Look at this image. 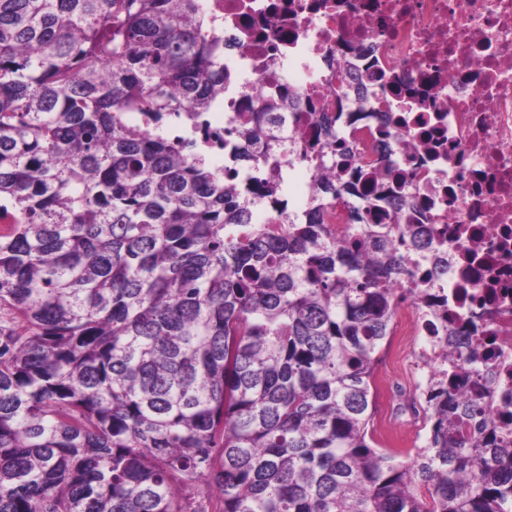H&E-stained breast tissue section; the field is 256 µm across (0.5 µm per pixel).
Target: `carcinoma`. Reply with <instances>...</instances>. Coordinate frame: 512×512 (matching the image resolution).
Masks as SVG:
<instances>
[{
    "mask_svg": "<svg viewBox=\"0 0 512 512\" xmlns=\"http://www.w3.org/2000/svg\"><path fill=\"white\" fill-rule=\"evenodd\" d=\"M208 25L201 0H0V512H512V434L461 395L446 309L422 445L376 447L424 225L339 241L290 217L278 164L226 180L127 121L224 96ZM254 97L236 162L291 151L270 125L293 101ZM322 190L354 196V173Z\"/></svg>",
    "mask_w": 512,
    "mask_h": 512,
    "instance_id": "obj_1",
    "label": "carcinoma"
}]
</instances>
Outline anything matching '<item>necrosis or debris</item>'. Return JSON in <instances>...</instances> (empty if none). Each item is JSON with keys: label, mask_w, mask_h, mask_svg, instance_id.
Here are the masks:
<instances>
[{"label": "necrosis or debris", "mask_w": 512, "mask_h": 512, "mask_svg": "<svg viewBox=\"0 0 512 512\" xmlns=\"http://www.w3.org/2000/svg\"><path fill=\"white\" fill-rule=\"evenodd\" d=\"M208 34L223 38L229 79L202 130L182 120L159 126L133 113L148 133L187 138L210 159L235 145L239 116L256 85L299 98L277 136L308 146L322 123L355 132L338 146L294 158L288 211L305 215L334 163L359 170L361 192L385 184L392 210L412 193L403 224H422L441 248L412 254L413 287L434 274L459 335L481 346V383L465 393L491 395V420L512 426V0H204Z\"/></svg>", "instance_id": "4bbe7bcc"}]
</instances>
